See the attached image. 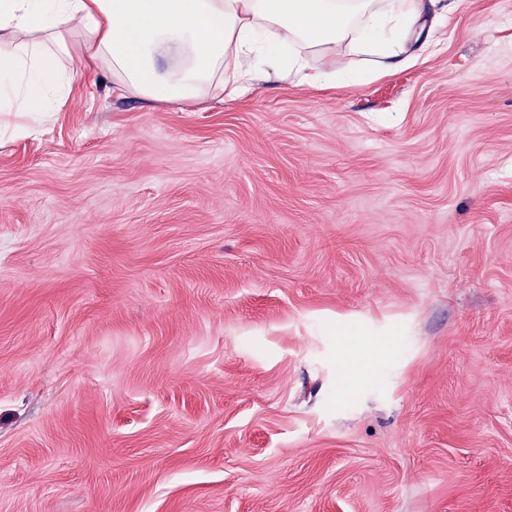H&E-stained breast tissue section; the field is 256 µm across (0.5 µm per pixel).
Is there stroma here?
<instances>
[{
	"label": "stroma",
	"mask_w": 512,
	"mask_h": 512,
	"mask_svg": "<svg viewBox=\"0 0 512 512\" xmlns=\"http://www.w3.org/2000/svg\"><path fill=\"white\" fill-rule=\"evenodd\" d=\"M422 38L0 127V512H512V6Z\"/></svg>",
	"instance_id": "1"
}]
</instances>
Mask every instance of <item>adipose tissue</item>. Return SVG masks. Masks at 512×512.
I'll use <instances>...</instances> for the list:
<instances>
[{"label":"adipose tissue","instance_id":"1","mask_svg":"<svg viewBox=\"0 0 512 512\" xmlns=\"http://www.w3.org/2000/svg\"><path fill=\"white\" fill-rule=\"evenodd\" d=\"M459 0H0V116L44 112L69 96L63 63L78 53L112 87L149 102L187 104L211 92L238 99L254 57L283 79L313 85L338 51L392 69L395 33L427 7ZM289 47L281 61V47Z\"/></svg>","mask_w":512,"mask_h":512}]
</instances>
